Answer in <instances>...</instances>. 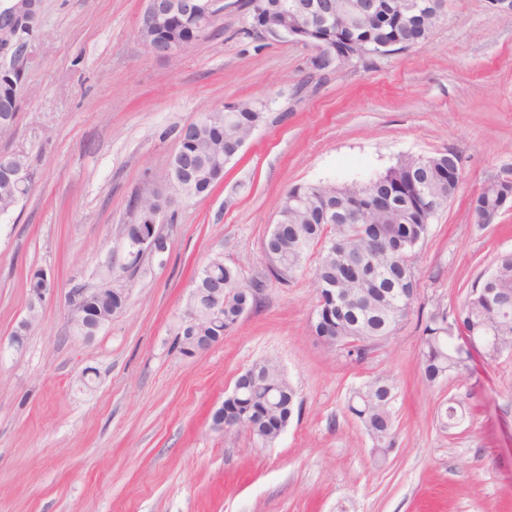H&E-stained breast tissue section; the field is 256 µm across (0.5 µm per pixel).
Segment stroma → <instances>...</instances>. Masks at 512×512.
I'll list each match as a JSON object with an SVG mask.
<instances>
[{
	"label": "stroma",
	"mask_w": 512,
	"mask_h": 512,
	"mask_svg": "<svg viewBox=\"0 0 512 512\" xmlns=\"http://www.w3.org/2000/svg\"><path fill=\"white\" fill-rule=\"evenodd\" d=\"M146 0H41L12 136L33 191L0 214V512H512V355L473 354L427 383L415 314L355 364L320 343L312 269L268 277L263 245L283 194L376 179L403 159L454 150L461 179L414 264L416 310L455 311L512 254V207L471 223L470 198L512 178V13L443 0L421 44L333 70L316 51L247 38L240 4L172 59L137 35ZM248 99L262 123L203 198L175 194L167 250L110 275L128 303L92 339L67 320L66 294L102 285L123 258L131 197L166 187L180 128ZM216 257L261 283L223 340L193 357L175 346L194 272ZM56 283L28 314L26 277ZM276 360L301 403L278 441L214 428L239 374ZM92 382L83 385L81 377ZM397 386V444L386 463L346 411L378 376ZM461 406L452 428L439 414Z\"/></svg>",
	"instance_id": "stroma-1"
}]
</instances>
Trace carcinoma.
<instances>
[{"mask_svg": "<svg viewBox=\"0 0 512 512\" xmlns=\"http://www.w3.org/2000/svg\"><path fill=\"white\" fill-rule=\"evenodd\" d=\"M195 33L193 21L174 15L162 29L151 33L155 38L188 41ZM18 102V90L0 82V136L12 133ZM236 111L208 112L197 119L201 127L180 137L176 167L168 180L187 197H205L224 171V150L246 137L263 120L253 101L235 104ZM454 165L440 153L430 157L426 166L417 168L413 159H405L389 168L368 185L310 184L289 189L281 199L278 213L281 223L274 225L264 243L268 272L280 283L288 282L301 270L312 250H317L315 277L321 284L336 285L335 296L325 297L316 306L311 330L326 338L329 346L340 350L354 363L368 356L369 345L394 335L412 307L395 309L397 294L405 291L411 299L418 294V275L414 267L417 250L429 233L433 217L420 200V187L448 200L458 186L450 182L448 172ZM28 169L21 152L0 161V213L12 209L27 194L12 176V171ZM299 193L303 203H289L290 195ZM192 287L211 293L219 290L224 299V321L211 318L209 307L197 299L196 322L179 327L175 344L183 349L184 336H222L238 322L243 304H252L255 295L245 296V289L261 287L242 279L237 267L215 258L202 268ZM499 325L496 343L482 348L484 357L496 360L512 353V255L501 257L494 270L465 298L454 315L436 309L425 315L418 311L423 324L420 361L423 378L434 383L452 372H462L468 365L457 361L454 339L448 326L471 330L489 322ZM238 396L224 399L229 417L243 420L255 442L267 447L279 437L278 419L292 417L297 392L271 359L260 361L235 382ZM395 382L379 377L353 390L347 411L360 422L371 439L378 461L383 462L396 445L392 404Z\"/></svg>", "mask_w": 512, "mask_h": 512, "instance_id": "1", "label": "carcinoma"}]
</instances>
